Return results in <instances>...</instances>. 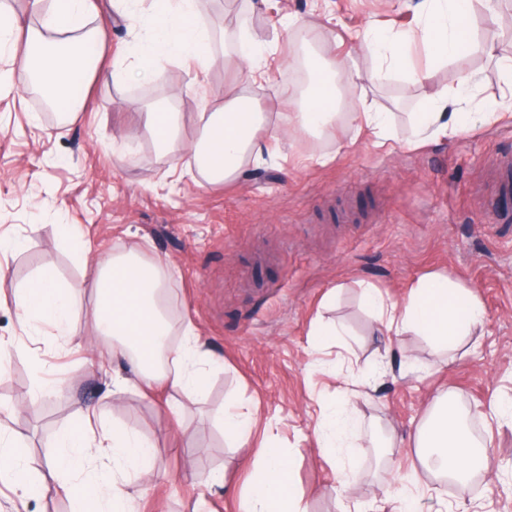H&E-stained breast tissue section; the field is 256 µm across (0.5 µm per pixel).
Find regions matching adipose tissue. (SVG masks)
Segmentation results:
<instances>
[{"instance_id": "1", "label": "adipose tissue", "mask_w": 512, "mask_h": 512, "mask_svg": "<svg viewBox=\"0 0 512 512\" xmlns=\"http://www.w3.org/2000/svg\"><path fill=\"white\" fill-rule=\"evenodd\" d=\"M473 9L474 0H424L422 40L435 60L448 61L474 49ZM94 10L91 0H29L23 15L0 0V57L8 61L0 69V87L35 83L51 95L58 112L78 121L81 100L71 94L73 84L119 83L130 77L129 72L104 65V34L89 26ZM149 22L158 32L157 39L130 41L125 55L142 58L147 64L162 58L183 63L194 67L196 81H205L218 58L211 48L209 29L199 23L194 0H154ZM354 38L378 62L370 80L405 70L406 34L368 29L356 32ZM344 73L342 60L327 56L322 48L313 51L310 84L293 98L289 123L320 133L344 117L356 131L384 143L391 136L389 113H343L339 78ZM478 83L479 75L473 71L462 74L455 87L433 93L429 107L415 118L413 141L452 135L496 120V113L463 109ZM139 113L160 150L177 154L185 170L210 185L236 179L247 163L261 160L267 151L261 136L264 115L237 87L225 89L223 102L201 113V133L191 142L180 134L178 113L161 107H143ZM88 286L95 297L90 310L94 333L113 337L108 355L125 365L124 372L112 377L113 398L159 383L184 392L206 387L214 361L193 329H186L182 348L166 347L172 324L165 313L167 290L160 264L143 263L134 251L111 256L98 262ZM363 300L388 335L422 336L440 350L471 335L484 313L477 295L439 274L419 279L403 302H389L375 288L364 289ZM72 303L70 289L60 286L49 270L36 273L15 294L23 328L34 331L46 324L60 337L69 334ZM96 416L95 409H86L78 423L62 433L60 454L49 461L47 475L35 485L15 441L1 432L0 479L24 494L34 489L44 496L69 495L71 512H131V498L120 477L131 470L141 480L152 481L153 444L121 427L95 433ZM416 446L425 468H438L456 479L482 464L470 430L444 400L419 430ZM255 466L256 476L242 496V512H305L290 463L274 440L264 444Z\"/></svg>"}]
</instances>
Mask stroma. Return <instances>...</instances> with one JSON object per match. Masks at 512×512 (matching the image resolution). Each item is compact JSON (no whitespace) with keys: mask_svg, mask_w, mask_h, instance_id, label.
<instances>
[{"mask_svg":"<svg viewBox=\"0 0 512 512\" xmlns=\"http://www.w3.org/2000/svg\"><path fill=\"white\" fill-rule=\"evenodd\" d=\"M96 2L91 20L113 48L109 63L137 71L140 62L119 50L155 39L151 0ZM418 2L265 0L254 8L249 0H196L220 56L206 82L163 60L144 78L98 80L82 89L85 110L75 124L44 110L34 93L0 89V237L22 242L0 253V337L26 346L0 377V427L23 445L31 474L45 472L51 441L93 405L103 426L124 425L156 445L152 487L126 476L138 512H240L252 462L269 436L290 459L308 512H341L332 491L341 468L354 473L363 512H379L387 482L416 497L421 512H512V223L493 221L477 199L482 190L512 210V195L494 189L498 159L512 152V120L419 146L407 130L410 114L427 109L429 93L452 86L462 72L482 76L469 111H487L507 94L485 47L512 56V0L476 4V47L447 62L435 61L420 38ZM289 16L296 24L287 29ZM241 26L264 49L251 95L266 117V163L206 185L163 153L148 129L123 142L137 120L132 100L168 104L181 115L182 138L196 139L198 113L241 76L234 58L223 55ZM367 28L413 38L406 73L376 84L362 78L345 92L344 111L365 105L392 113V139L377 148L366 135L344 143L332 131L280 135L293 91V43L326 44L363 74L374 61L350 35ZM322 155L332 163L318 164ZM71 228L91 249L88 265L73 257ZM133 246L144 261L167 264L174 330L191 326L217 361L201 394L179 397L170 388L117 402L106 395L109 341L92 334L79 287L99 259ZM43 268L76 288L65 345L44 324L38 336H26L15 315L16 288ZM429 273L448 276L484 305L476 335L449 351L421 336H382L362 299L369 284L401 301ZM319 318L344 326L343 346L317 348ZM40 378L61 381V390L34 396ZM443 393L470 418L485 461L457 491L421 468L414 445ZM173 396L182 404L178 420L165 406ZM230 398L253 418L243 448L225 446L216 418ZM346 400L358 404L353 444L325 454L322 420Z\"/></svg>","mask_w":512,"mask_h":512,"instance_id":"35a3bbf8","label":"stroma"}]
</instances>
